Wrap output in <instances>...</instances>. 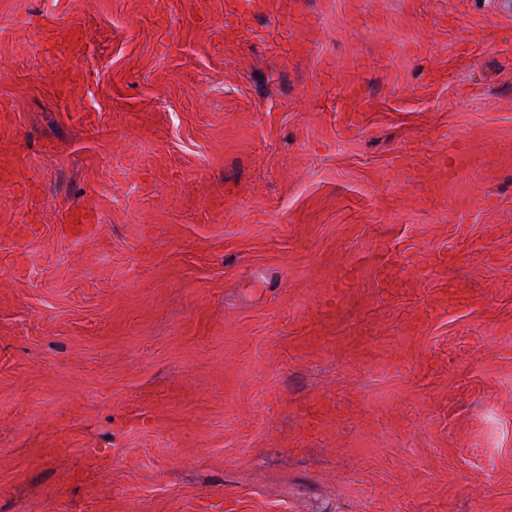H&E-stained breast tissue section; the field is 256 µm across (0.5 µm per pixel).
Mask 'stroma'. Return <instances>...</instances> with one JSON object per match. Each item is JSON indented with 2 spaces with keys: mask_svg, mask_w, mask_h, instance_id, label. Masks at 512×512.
Wrapping results in <instances>:
<instances>
[{
  "mask_svg": "<svg viewBox=\"0 0 512 512\" xmlns=\"http://www.w3.org/2000/svg\"><path fill=\"white\" fill-rule=\"evenodd\" d=\"M0 512H512V0H0Z\"/></svg>",
  "mask_w": 512,
  "mask_h": 512,
  "instance_id": "35a3bbf8",
  "label": "stroma"
}]
</instances>
